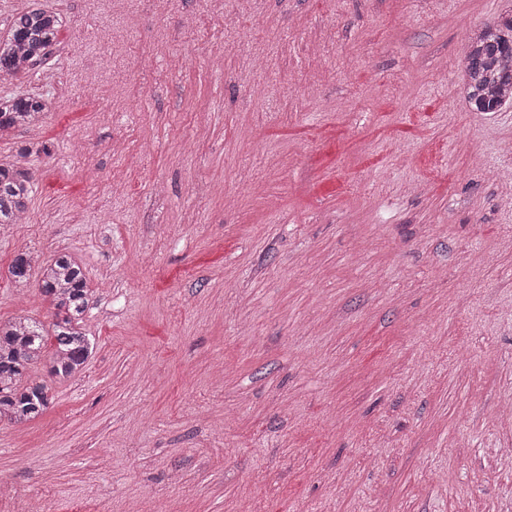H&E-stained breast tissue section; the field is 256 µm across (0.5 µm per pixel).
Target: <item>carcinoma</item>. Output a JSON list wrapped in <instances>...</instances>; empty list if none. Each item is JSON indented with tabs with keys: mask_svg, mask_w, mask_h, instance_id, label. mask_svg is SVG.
Returning <instances> with one entry per match:
<instances>
[{
	"mask_svg": "<svg viewBox=\"0 0 512 512\" xmlns=\"http://www.w3.org/2000/svg\"><path fill=\"white\" fill-rule=\"evenodd\" d=\"M63 26L54 11L32 9L16 16L0 40V73L16 74L45 59ZM463 93L474 112H498L512 103V12L495 26L468 36L463 47ZM51 103L41 97L0 96V132L37 123ZM33 192L31 177L16 164L0 163V224L24 219ZM39 269L42 293L53 309L46 327L29 318L0 322V422L21 424L43 415L54 401V383L83 374L95 349L84 328L91 289L82 266L63 254L42 264L32 252L17 255L9 274L17 285ZM50 352L49 380H21Z\"/></svg>",
	"mask_w": 512,
	"mask_h": 512,
	"instance_id": "carcinoma-1",
	"label": "carcinoma"
}]
</instances>
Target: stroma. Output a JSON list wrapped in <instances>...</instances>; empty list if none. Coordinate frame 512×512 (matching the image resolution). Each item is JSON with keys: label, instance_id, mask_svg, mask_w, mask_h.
<instances>
[{"label": "stroma", "instance_id": "stroma-1", "mask_svg": "<svg viewBox=\"0 0 512 512\" xmlns=\"http://www.w3.org/2000/svg\"><path fill=\"white\" fill-rule=\"evenodd\" d=\"M112 2L0 0V38L63 18L0 77L52 101L0 136V321L51 323L8 268L69 254L97 342L0 422V512H512V105L457 92L512 0H175L106 42ZM62 26V16L54 11L32 9L16 16L10 37L0 40V73L16 74L45 59ZM33 192L31 177L16 164L0 163V224L24 219Z\"/></svg>", "mask_w": 512, "mask_h": 512}]
</instances>
